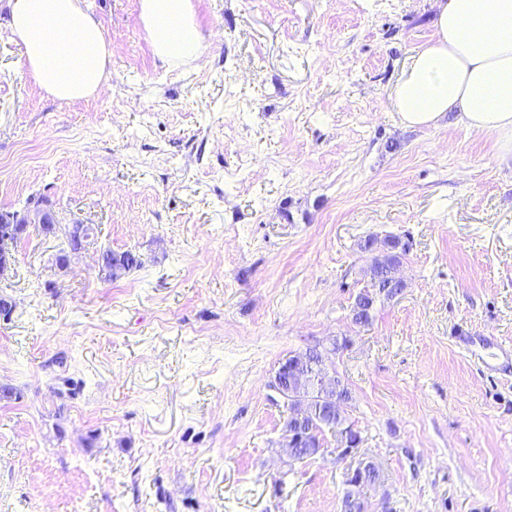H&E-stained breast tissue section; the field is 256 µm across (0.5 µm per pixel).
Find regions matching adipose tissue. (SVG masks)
<instances>
[{"instance_id": "obj_1", "label": "adipose tissue", "mask_w": 512, "mask_h": 512, "mask_svg": "<svg viewBox=\"0 0 512 512\" xmlns=\"http://www.w3.org/2000/svg\"><path fill=\"white\" fill-rule=\"evenodd\" d=\"M156 57L170 68L195 61L201 42L191 0H140ZM432 39L411 55L390 92L409 127H439L448 113L494 139L512 160V0H435ZM5 25L35 83L50 97H93L108 76L101 25L83 0H7Z\"/></svg>"}]
</instances>
